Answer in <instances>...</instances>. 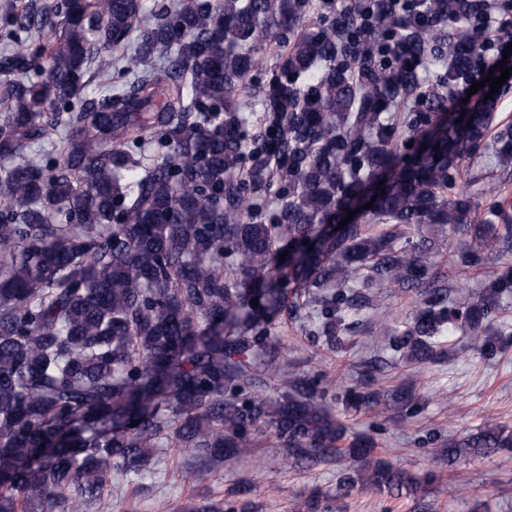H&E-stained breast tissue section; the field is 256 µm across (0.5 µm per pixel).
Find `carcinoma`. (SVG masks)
Returning <instances> with one entry per match:
<instances>
[{"label": "carcinoma", "mask_w": 512, "mask_h": 512, "mask_svg": "<svg viewBox=\"0 0 512 512\" xmlns=\"http://www.w3.org/2000/svg\"><path fill=\"white\" fill-rule=\"evenodd\" d=\"M362 3L298 35L312 0L4 5L14 47L0 52V512H73L112 472L149 470L164 438L215 467L253 458L268 432L291 470L349 471L336 495L316 488L295 512H345L356 484L397 497L426 489L433 474L396 467L373 434L345 442L347 425L323 404L335 375L290 368L264 394L254 364L279 348L272 329L290 290L314 309L307 335L338 352L349 318L383 288L415 294L405 326L385 325V311L375 322L401 362L438 361L457 331L485 360L503 346L492 324L512 295V222H477L464 190L497 97L444 113L487 42L456 21L483 17L487 0H432L429 23L396 0ZM285 32L295 37L255 132L232 94ZM121 46L129 81L93 91ZM420 61L441 89H423ZM411 97L423 111H396ZM493 154L512 163V130ZM270 161L288 190L267 223ZM368 202L361 222L320 230ZM425 224L466 240L448 262L479 278L472 300L424 287L437 253L409 233ZM279 242L288 273L274 282ZM382 368L367 366L345 408L416 417L420 373L383 390ZM503 450L512 430L489 415L442 454L451 466Z\"/></svg>", "instance_id": "cac0c4a2"}]
</instances>
